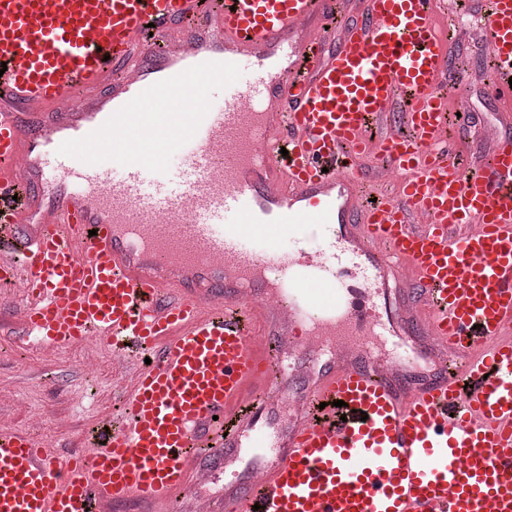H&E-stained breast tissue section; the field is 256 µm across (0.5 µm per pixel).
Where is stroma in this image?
I'll return each mask as SVG.
<instances>
[{
  "label": "stroma",
  "mask_w": 512,
  "mask_h": 512,
  "mask_svg": "<svg viewBox=\"0 0 512 512\" xmlns=\"http://www.w3.org/2000/svg\"><path fill=\"white\" fill-rule=\"evenodd\" d=\"M466 32L459 27L450 44L440 87L447 106L459 97L471 105L472 123L454 132L452 147L474 159L485 150L479 124L512 113V101L487 96L485 81L475 74L487 71L488 49L467 41ZM17 304V298L0 296V429L33 435L63 453L112 414L117 395L132 384L135 368L114 367L111 347L99 343L53 353L16 345L11 335Z\"/></svg>",
  "instance_id": "obj_1"
}]
</instances>
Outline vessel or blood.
I'll list each match as a JSON object with an SVG mask.
<instances>
[{
    "label": "vessel or blood",
    "mask_w": 512,
    "mask_h": 512,
    "mask_svg": "<svg viewBox=\"0 0 512 512\" xmlns=\"http://www.w3.org/2000/svg\"><path fill=\"white\" fill-rule=\"evenodd\" d=\"M446 10L0 0L18 340L147 358L91 451L0 430V512H175L205 450L225 512H512V141L449 150Z\"/></svg>",
    "instance_id": "obj_1"
}]
</instances>
